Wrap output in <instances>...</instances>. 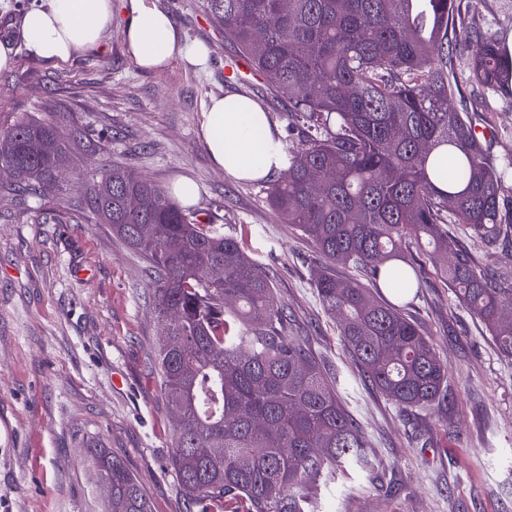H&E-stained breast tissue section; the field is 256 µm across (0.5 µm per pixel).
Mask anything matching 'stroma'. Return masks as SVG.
Listing matches in <instances>:
<instances>
[{"mask_svg":"<svg viewBox=\"0 0 512 512\" xmlns=\"http://www.w3.org/2000/svg\"><path fill=\"white\" fill-rule=\"evenodd\" d=\"M41 0H0V44L15 66L0 73V126L23 117L73 113L97 153L69 161L45 214L0 189V512H103L86 448L97 445L137 474L153 512H191L168 464L173 423L155 371L161 329L152 312L151 270L107 225L89 218L87 192L104 164H127L163 190L180 178L198 187L194 211L244 239L288 308V333L335 376L359 423L372 470L309 482L310 512H512V359L438 277L429 252L413 257L421 286L404 304L448 373V396L401 410L364 382L313 285L320 257L284 223L260 182L215 168L201 136L209 96L240 93L268 114L284 148L300 147L308 122L266 81L232 77L234 48L201 0H154L202 64L173 59L160 73L126 51L123 21L101 50L65 61L32 57L13 23ZM466 21L512 33V0H475ZM455 106L491 123V157L512 151V93L471 87L468 58L454 56Z\"/></svg>","mask_w":512,"mask_h":512,"instance_id":"1","label":"stroma"}]
</instances>
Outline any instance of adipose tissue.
<instances>
[{
    "label": "adipose tissue",
    "instance_id": "adipose-tissue-1",
    "mask_svg": "<svg viewBox=\"0 0 512 512\" xmlns=\"http://www.w3.org/2000/svg\"><path fill=\"white\" fill-rule=\"evenodd\" d=\"M121 12L127 49L141 68L158 72L177 57L201 62V54L188 47L154 0H48L18 19L16 34L33 57L66 60L95 51ZM201 131L215 167L236 180L266 179L283 167L280 138L266 112L247 96H211L204 104Z\"/></svg>",
    "mask_w": 512,
    "mask_h": 512
}]
</instances>
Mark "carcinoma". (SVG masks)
I'll return each mask as SVG.
<instances>
[{
	"mask_svg": "<svg viewBox=\"0 0 512 512\" xmlns=\"http://www.w3.org/2000/svg\"><path fill=\"white\" fill-rule=\"evenodd\" d=\"M224 39L255 75L288 98L316 134L287 150L288 178L267 179V199L322 258L314 287L365 381L401 409L446 396L447 374L421 326L336 267L418 286L403 245L431 247L435 270L499 352L512 358V285L492 281L448 236L462 224L488 244L512 246V156L494 164L469 113L450 105L452 53L469 58L468 81L509 91L502 39L465 22L462 0H203ZM263 48H255L257 35ZM73 116L0 126V177L41 195L80 140ZM448 184L440 189L436 182ZM97 224L150 265L153 312L164 344L155 364L174 420L170 466L199 512L236 500L242 512H305L300 491L325 473L369 469L359 424L336 381L286 333L285 305L269 273L216 224L185 210L127 168L96 170ZM86 454L106 512H152L139 478L105 448Z\"/></svg>",
	"mask_w": 512,
	"mask_h": 512,
	"instance_id": "cac0c4a2",
	"label": "carcinoma"
}]
</instances>
